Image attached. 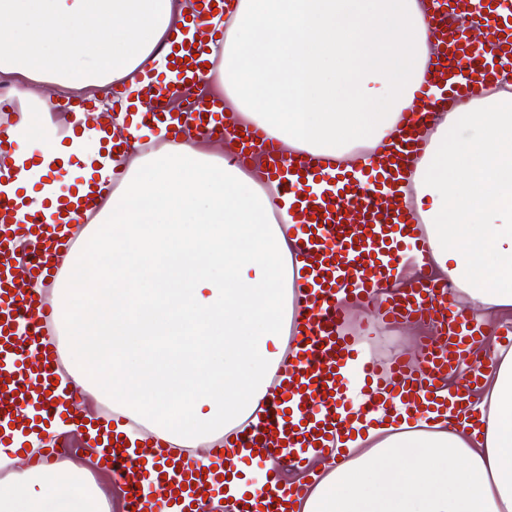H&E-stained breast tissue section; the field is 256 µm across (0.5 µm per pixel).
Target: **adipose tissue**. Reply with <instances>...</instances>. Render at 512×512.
<instances>
[{"mask_svg":"<svg viewBox=\"0 0 512 512\" xmlns=\"http://www.w3.org/2000/svg\"><path fill=\"white\" fill-rule=\"evenodd\" d=\"M193 0H0V73L21 84L0 169L15 170L32 208L60 193L36 154H81L65 142L38 85L111 105L112 86L140 88L166 70L159 47ZM212 46L208 86L287 152L370 165L394 142L431 54L419 0H231ZM423 135L412 200L424 267L448 275L476 319L512 310V89L473 88ZM121 184L79 229L92 251L67 255L55 321L68 378L193 448L258 423L277 369L287 368L293 314L306 300L277 184L194 132L159 150L125 152ZM111 257L95 283L91 255ZM473 422L414 417L404 406L330 452L336 466L292 482L296 512H512V346L468 397ZM0 512H100L74 466H40L0 481Z\"/></svg>","mask_w":512,"mask_h":512,"instance_id":"1","label":"adipose tissue"}]
</instances>
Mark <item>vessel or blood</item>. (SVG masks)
<instances>
[{"label":"vessel or blood","instance_id":"1","mask_svg":"<svg viewBox=\"0 0 512 512\" xmlns=\"http://www.w3.org/2000/svg\"><path fill=\"white\" fill-rule=\"evenodd\" d=\"M224 0H197L196 9L168 41V79L135 91H124L122 112L99 122L89 103L70 111L74 136L95 127L93 149L81 155L55 158L53 180L63 182L61 195L46 199L41 209L27 210L24 188L15 187V174L0 170V179L13 191L0 189V446L10 447L16 435L45 432L56 423H70L83 433L88 419L63 410L57 371L63 350L52 341L54 311L41 294L29 288L35 279L65 278L61 254L77 248L69 227L82 223L94 209L98 191V162L115 157L124 146L112 135L115 121L124 126L161 125L170 138L188 129L207 138L224 133L242 165L259 158L269 176L278 181L293 218L288 234L307 271L305 306L294 322L293 360L278 373L267 396L264 421L246 426L234 444L218 438L209 448L208 463L162 453L161 440L130 447L121 435L129 416L113 412L112 422L98 428V450L114 486L127 496L135 512H197L196 506L223 483L231 471V447L248 448L253 459L266 464V486L245 491L235 501L237 512H290L287 498H276L284 474L306 467L309 453L327 452L351 423H366L377 406L392 400L408 404L416 415L447 412L449 420L474 415L464 396L481 381L472 370L466 385L447 390L448 375L458 371L467 353L482 348V332L453 307L454 290L447 281L424 279L400 288L396 274L405 260L418 259L426 249L416 236L414 209L404 202L409 175L418 150V131L447 109L449 100L466 95L470 83L498 85L505 61L512 59V0H431L430 35L438 53L402 121L399 143L382 147L370 169L329 168L311 158H288L258 127L217 129L213 120L224 103L198 96L208 69L207 49L218 29L215 6ZM476 12L489 34L474 42L460 34L454 19ZM197 66H190V59ZM178 107H171V100ZM375 305L383 323L415 316L428 319L435 337L422 342L420 368L408 370L403 360L380 366L361 356L355 337L343 329L340 298ZM357 364L368 399L357 410L342 412L348 381L344 370ZM158 473L152 500H143L139 485Z\"/></svg>","mask_w":512,"mask_h":512}]
</instances>
